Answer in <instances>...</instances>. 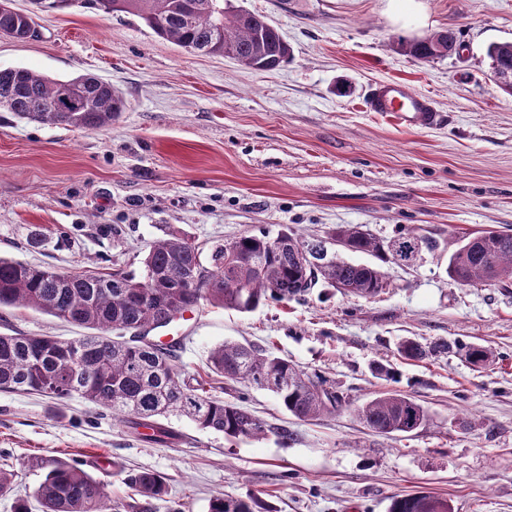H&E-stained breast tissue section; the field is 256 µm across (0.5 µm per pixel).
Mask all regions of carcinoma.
<instances>
[{
  "instance_id": "carcinoma-1",
  "label": "carcinoma",
  "mask_w": 512,
  "mask_h": 512,
  "mask_svg": "<svg viewBox=\"0 0 512 512\" xmlns=\"http://www.w3.org/2000/svg\"><path fill=\"white\" fill-rule=\"evenodd\" d=\"M106 17L131 14L157 35L186 50L232 58L255 71H268L288 61L290 48L267 16L234 6L230 0H89ZM36 11L24 13L0 0V35L23 37L38 26L41 14L64 8L63 0H34ZM397 50L429 62L448 56V40L438 31L421 40L397 41ZM492 73L512 71V42L487 48ZM68 97L75 105L54 108ZM125 108L122 94L91 74L52 79L27 68L0 70V110L20 119L85 130L112 125ZM346 242V250L369 253L384 263L398 258L412 266L423 249L437 243L403 228L389 239L376 238L356 225H340L328 233ZM325 239V240H327ZM325 240L303 241L294 231L274 237L266 232L214 242L205 249L181 231L167 229L152 241L136 275L120 269L107 275L61 272L20 260L0 258V307L32 308L91 331L71 341L55 336L0 334V391L41 394L53 399L75 394L99 406L112 420L152 431L149 438L166 443L175 432L159 418L186 417L199 429L228 438L263 439L276 434L294 440L292 431L272 427L237 402L211 393L204 383L188 385L172 363L173 350L151 342L134 343L176 314L203 303L248 312L268 299L288 300L322 282L346 296L372 298L387 287L373 264L348 262L325 251ZM448 273L456 282L477 286L512 277V233L487 229L453 253ZM464 352L473 367L485 365L490 351L479 344L445 340L423 346L404 341L398 353L410 360ZM212 373L233 383L269 390L291 416L310 421L333 414L343 396L321 374H308L271 352L233 341L215 346L209 355ZM374 433L410 435L425 426L429 415L412 398L388 391L355 409ZM44 471L34 501L19 500L15 512H110L112 492L82 464L63 458H36ZM138 499L131 512H152L167 494L166 478L152 472L127 476ZM261 503L214 496L209 512H257ZM389 512H451L448 501L427 491L397 496Z\"/></svg>"
}]
</instances>
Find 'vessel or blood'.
Listing matches in <instances>:
<instances>
[{
    "instance_id": "obj_1",
    "label": "vessel or blood",
    "mask_w": 512,
    "mask_h": 512,
    "mask_svg": "<svg viewBox=\"0 0 512 512\" xmlns=\"http://www.w3.org/2000/svg\"><path fill=\"white\" fill-rule=\"evenodd\" d=\"M373 112L393 114L401 127H434L443 121L432 99L423 94L414 93L409 84L392 79L372 90L367 102Z\"/></svg>"
}]
</instances>
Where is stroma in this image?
Wrapping results in <instances>:
<instances>
[{
    "label": "stroma",
    "instance_id": "stroma-1",
    "mask_svg": "<svg viewBox=\"0 0 512 512\" xmlns=\"http://www.w3.org/2000/svg\"><path fill=\"white\" fill-rule=\"evenodd\" d=\"M292 50L258 72L192 54L133 15L106 17L78 0L40 21L37 38L0 37V69L69 79L92 74L126 108L92 131L0 112V257L65 271L140 270L147 246L172 227L210 246L247 233L326 238L342 224L378 238L401 228L440 248L406 268L383 265L373 299L317 284L299 300L240 313L207 305L175 328L176 366L295 439H225L185 418L150 441L87 400L0 391V468L14 471L0 512L43 479L35 457L78 460L127 501V472L167 479L156 512H208L213 496L258 495L272 512H387L419 489L452 512H512V279L462 286L447 274L464 237L512 225V96L490 76L486 49L512 42V0H246ZM452 30L460 54L420 62L396 41ZM408 80L446 113L433 129L402 130L365 101L379 83ZM71 340L84 328L33 309L0 308V333ZM414 339L477 343L481 369L455 354L397 357ZM232 340L335 382L346 403L314 421L288 415L272 392L211 375L208 354ZM392 362L397 382L371 366ZM430 418L383 437L357 406L390 390ZM114 462L104 471L93 462Z\"/></svg>",
    "mask_w": 512,
    "mask_h": 512
}]
</instances>
